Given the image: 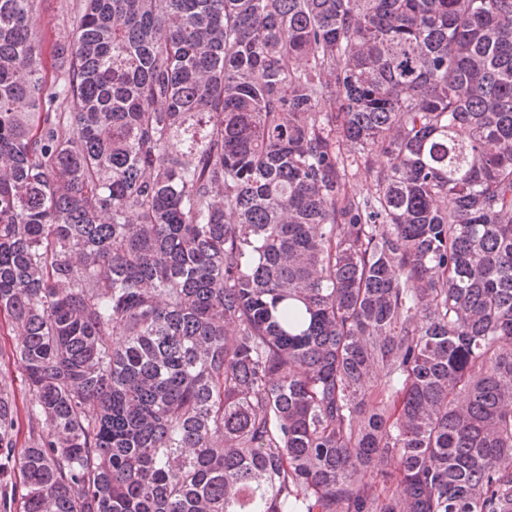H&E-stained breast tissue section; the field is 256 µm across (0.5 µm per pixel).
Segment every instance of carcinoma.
Wrapping results in <instances>:
<instances>
[{
  "mask_svg": "<svg viewBox=\"0 0 512 512\" xmlns=\"http://www.w3.org/2000/svg\"><path fill=\"white\" fill-rule=\"evenodd\" d=\"M40 2L0 512H512V0ZM77 14L66 11L62 0H42L39 26L46 48L58 36L71 31L76 26Z\"/></svg>",
  "mask_w": 512,
  "mask_h": 512,
  "instance_id": "carcinoma-1",
  "label": "carcinoma"
}]
</instances>
